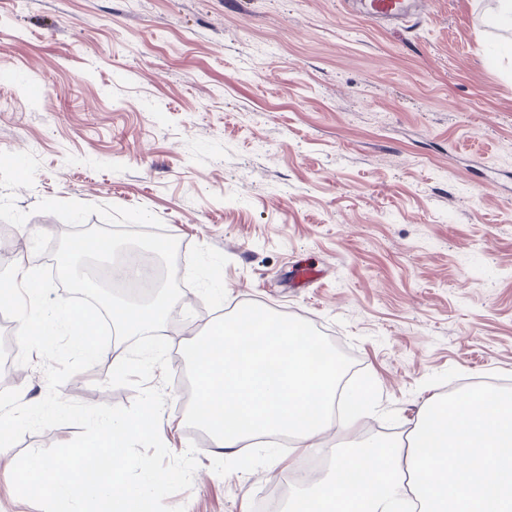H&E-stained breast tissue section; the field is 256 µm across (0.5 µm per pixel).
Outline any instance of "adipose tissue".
Returning a JSON list of instances; mask_svg holds the SVG:
<instances>
[{"label": "adipose tissue", "instance_id": "obj_1", "mask_svg": "<svg viewBox=\"0 0 512 512\" xmlns=\"http://www.w3.org/2000/svg\"><path fill=\"white\" fill-rule=\"evenodd\" d=\"M312 337L273 315L243 327L240 316L197 337L194 422L217 454H232L264 436L295 438L301 451L320 447L336 401L331 366L309 354Z\"/></svg>", "mask_w": 512, "mask_h": 512}]
</instances>
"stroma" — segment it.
I'll return each mask as SVG.
<instances>
[{"label": "stroma", "instance_id": "stroma-1", "mask_svg": "<svg viewBox=\"0 0 512 512\" xmlns=\"http://www.w3.org/2000/svg\"><path fill=\"white\" fill-rule=\"evenodd\" d=\"M496 0H429L387 30L340 0H0V247L54 266L59 237L103 227L168 234L179 303L162 330L170 384L160 436L196 443L186 512H256L257 490L297 485L292 447L253 440L228 457L179 405L188 342L253 306L334 339L371 392L363 428L407 434L431 396L477 377L512 381V25ZM40 95H32V85ZM314 268L308 282L291 269ZM111 360L63 399L130 406ZM33 404L40 359L0 368ZM26 434L0 458V512Z\"/></svg>", "mask_w": 512, "mask_h": 512}]
</instances>
